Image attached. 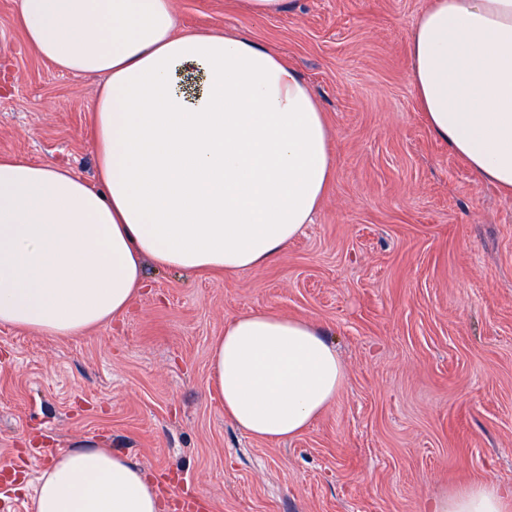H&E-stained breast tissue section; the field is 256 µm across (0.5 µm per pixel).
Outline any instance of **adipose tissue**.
<instances>
[{
	"label": "adipose tissue",
	"mask_w": 512,
	"mask_h": 512,
	"mask_svg": "<svg viewBox=\"0 0 512 512\" xmlns=\"http://www.w3.org/2000/svg\"><path fill=\"white\" fill-rule=\"evenodd\" d=\"M36 53L105 82L89 136L95 183L0 158V325L49 338L126 311L145 263L233 274L276 259L312 223L334 167L311 89L244 35L178 31L172 0H19ZM411 84L429 129L512 197V0H428L409 34ZM224 415L262 440L308 429L346 367L310 322L253 312L211 347ZM32 512H167L154 478L104 442L54 457ZM433 512H512L494 485Z\"/></svg>",
	"instance_id": "1"
}]
</instances>
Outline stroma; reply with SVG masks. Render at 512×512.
I'll use <instances>...</instances> for the list:
<instances>
[{
	"mask_svg": "<svg viewBox=\"0 0 512 512\" xmlns=\"http://www.w3.org/2000/svg\"><path fill=\"white\" fill-rule=\"evenodd\" d=\"M426 0H173L180 29L243 34L319 97L334 171L312 224L274 262L234 275L161 271L113 324L49 339L0 326V465L29 512L50 448L86 438L207 512H428L472 484L512 489V198L477 180L426 126L408 37ZM101 78L62 72L0 0V157L96 176L88 136ZM301 318L347 380L301 435L228 421L210 351L228 319Z\"/></svg>",
	"mask_w": 512,
	"mask_h": 512,
	"instance_id": "35a3bbf8",
	"label": "stroma"
}]
</instances>
